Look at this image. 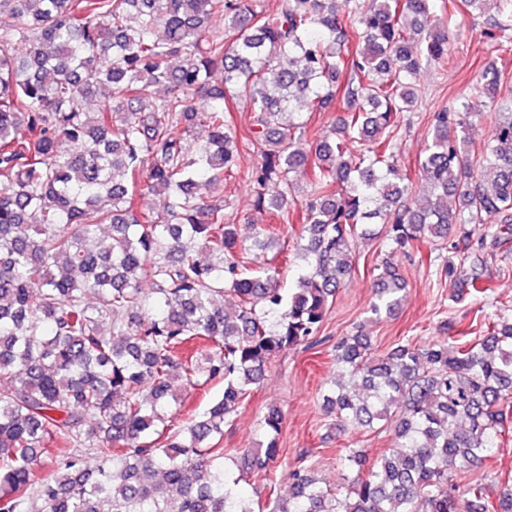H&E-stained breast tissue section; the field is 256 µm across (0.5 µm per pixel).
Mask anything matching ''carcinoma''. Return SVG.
Listing matches in <instances>:
<instances>
[{"mask_svg":"<svg viewBox=\"0 0 512 512\" xmlns=\"http://www.w3.org/2000/svg\"><path fill=\"white\" fill-rule=\"evenodd\" d=\"M481 2L374 0L363 12L286 0L271 13L260 0H0L13 19L0 32V512L34 497L43 512H256L226 480L224 423L271 358L315 343L350 241L372 224L409 252L454 224L490 223L462 230L444 269L456 300L486 292L470 254L512 255V98L498 99L499 71L468 82L495 105L481 148L470 130L483 113L464 101L434 113L420 189L396 159L422 63H448L463 8ZM213 16L224 28L205 25ZM231 90L246 96L261 154L253 210L277 219L252 223L248 246L230 202L206 197L240 172ZM317 111L336 113L335 127L310 150L304 115ZM198 126L207 135L193 141ZM300 168L306 272L286 295L257 251L288 223ZM149 192L163 212L141 206ZM375 270L379 318L405 279ZM336 362L362 386L336 381L324 397L337 429L385 421L394 447L366 469L351 452L359 470L334 489L298 461L273 512H512V481L462 483L512 413V319L382 355L344 336ZM220 382V400L172 426L182 390ZM283 422L269 410L246 470L271 472Z\"/></svg>","mask_w":512,"mask_h":512,"instance_id":"carcinoma-1","label":"carcinoma"}]
</instances>
